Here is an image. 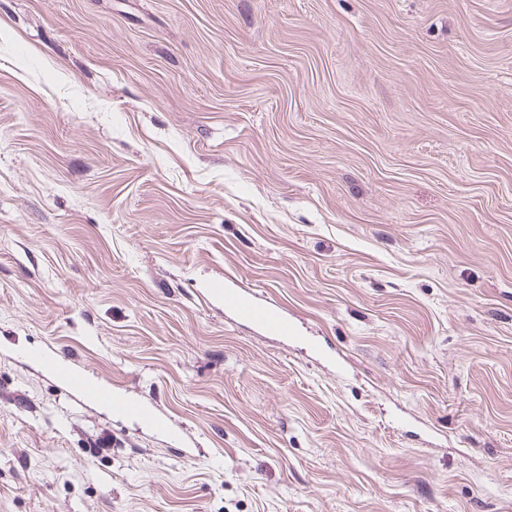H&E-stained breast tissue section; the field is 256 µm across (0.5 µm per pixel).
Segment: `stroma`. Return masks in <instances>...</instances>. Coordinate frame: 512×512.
Instances as JSON below:
<instances>
[{
    "label": "stroma",
    "instance_id": "stroma-1",
    "mask_svg": "<svg viewBox=\"0 0 512 512\" xmlns=\"http://www.w3.org/2000/svg\"><path fill=\"white\" fill-rule=\"evenodd\" d=\"M0 512H512V0H0ZM212 289L222 297L224 308L240 321L260 327L276 336L293 337V325L274 308L258 303L254 297L242 291L226 288L221 282L214 283ZM73 384L80 389L83 398L88 401L112 403L117 412L137 417L145 427L154 426L156 424L155 415L151 410L135 401L116 399L104 384H87L79 376L75 377Z\"/></svg>",
    "mask_w": 512,
    "mask_h": 512
}]
</instances>
